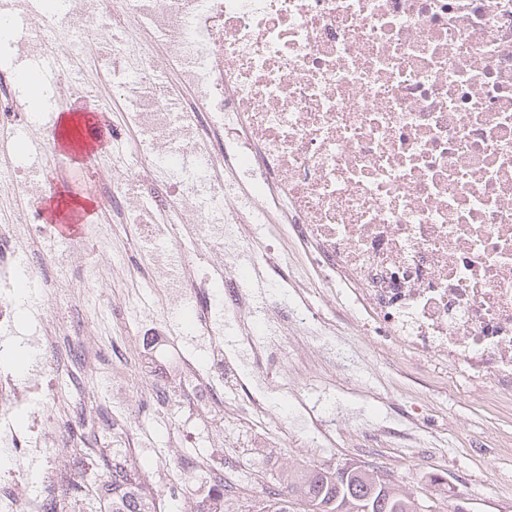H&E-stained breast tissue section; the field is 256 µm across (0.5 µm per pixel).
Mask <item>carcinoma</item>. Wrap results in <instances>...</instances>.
Segmentation results:
<instances>
[{"label":"carcinoma","mask_w":512,"mask_h":512,"mask_svg":"<svg viewBox=\"0 0 512 512\" xmlns=\"http://www.w3.org/2000/svg\"><path fill=\"white\" fill-rule=\"evenodd\" d=\"M99 452L103 473L87 466L69 478L64 497L79 512H155V496L139 473L118 455ZM296 496L308 512H415V499L393 481L381 483L373 473L357 469L314 467L288 479L286 491L279 484L266 488L258 512H289L288 497Z\"/></svg>","instance_id":"1"}]
</instances>
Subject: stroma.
<instances>
[{"mask_svg":"<svg viewBox=\"0 0 512 512\" xmlns=\"http://www.w3.org/2000/svg\"><path fill=\"white\" fill-rule=\"evenodd\" d=\"M94 173L73 157L53 177L49 194L56 200L82 197ZM240 222L246 235L273 247L275 266L266 277L269 288L279 291V304L292 316H325L322 338L315 347L291 351L293 360H308L311 368L289 393L288 408L273 417L288 430L283 445L229 419L223 430L213 429L175 396L165 409L148 405L143 395L154 381L176 382L182 358L204 359L211 342L186 335L143 341L142 316L123 299L111 300L108 321L96 333V366L108 370L113 346H125L133 385L125 399L113 397L109 384L99 386L92 411L97 445L128 452L157 492V512H197L213 490L214 471L240 486L225 492L224 512H253L271 481L348 462L387 476L432 512L447 501L464 512H512V395L472 378L456 361L410 358L384 340L378 315L347 270L322 266L315 248L296 233L270 239L258 211L243 213ZM345 355L353 362L348 372L340 364ZM299 404L336 418L335 447H313L304 418L293 411ZM179 431L198 435L194 448L170 443V434ZM130 435L139 442L128 450ZM192 456L197 467L177 472L176 462Z\"/></svg>","mask_w":512,"mask_h":512,"instance_id":"35a3bbf8","label":"stroma"}]
</instances>
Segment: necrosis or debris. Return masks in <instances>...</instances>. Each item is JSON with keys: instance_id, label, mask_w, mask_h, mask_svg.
<instances>
[{"instance_id": "obj_1", "label": "necrosis or debris", "mask_w": 512, "mask_h": 512, "mask_svg": "<svg viewBox=\"0 0 512 512\" xmlns=\"http://www.w3.org/2000/svg\"><path fill=\"white\" fill-rule=\"evenodd\" d=\"M30 44L43 53L100 45L99 69L136 58L114 88L128 109L113 140L136 129L147 171L178 168L187 154L207 170L149 198L139 174L98 162L107 218L89 225L93 247L76 277L39 221L46 179L9 158L0 164V350L14 342L22 285L41 282L50 309L81 313L38 339L48 387L0 369V446L37 461L40 485L73 470L69 457L48 456L41 407L53 397L60 441L75 447L67 423L86 414L100 378L62 371L102 319V284L114 271L99 258L115 246L166 236V270L141 263L132 281L159 305L182 306L179 331L214 337L225 318L242 323L256 377L274 368L280 394L293 387L272 354L305 344L318 322L302 319L303 335L292 336L279 306L253 318L242 282L270 250L224 212L231 162L250 172L251 201L270 198L325 260L364 282L393 344L474 365L479 379L512 389V0H79L35 23ZM172 67L176 85L164 81ZM225 248L245 263L199 275L203 250ZM230 368L219 345L207 366L182 361L183 403L215 426L227 412L210 397ZM254 379L236 376L229 412L247 425L270 410Z\"/></svg>"}]
</instances>
